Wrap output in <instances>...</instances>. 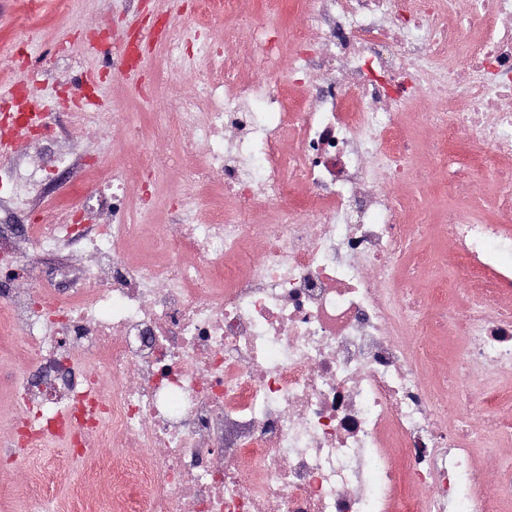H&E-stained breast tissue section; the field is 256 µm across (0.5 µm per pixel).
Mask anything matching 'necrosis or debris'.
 Returning <instances> with one entry per match:
<instances>
[{
    "label": "necrosis or debris",
    "mask_w": 512,
    "mask_h": 512,
    "mask_svg": "<svg viewBox=\"0 0 512 512\" xmlns=\"http://www.w3.org/2000/svg\"><path fill=\"white\" fill-rule=\"evenodd\" d=\"M296 0L289 33L250 31L248 53L197 32L199 93L161 126L128 128L119 162L62 153L80 204L12 175L0 210L45 260L80 237L91 263L32 281L0 239V336L41 369L7 375L8 449L115 451L106 512H512V0ZM319 54H311L310 30ZM168 141L170 152L154 150ZM432 157L421 170L420 152ZM169 168L192 195L139 259L148 193ZM443 175L440 226L459 285L419 288L412 179ZM488 173L491 202H458ZM215 199L200 223L182 215ZM439 338L455 398L424 374Z\"/></svg>",
    "instance_id": "1"
}]
</instances>
